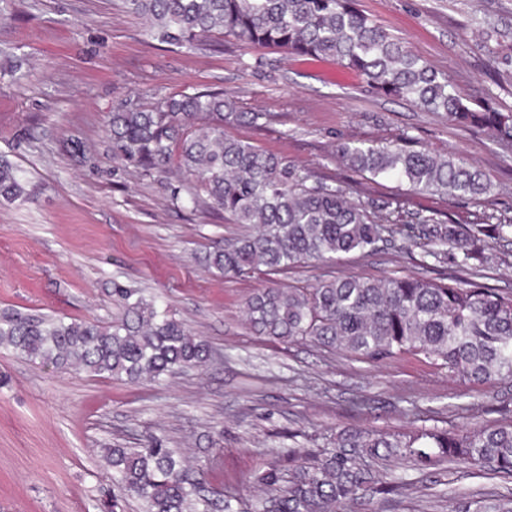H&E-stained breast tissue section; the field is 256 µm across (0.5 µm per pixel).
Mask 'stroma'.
I'll list each match as a JSON object with an SVG mask.
<instances>
[{"instance_id":"obj_1","label":"stroma","mask_w":512,"mask_h":512,"mask_svg":"<svg viewBox=\"0 0 512 512\" xmlns=\"http://www.w3.org/2000/svg\"><path fill=\"white\" fill-rule=\"evenodd\" d=\"M357 8L447 74L455 92L512 112V0H356ZM499 33L486 41L485 24ZM220 91L257 123L231 134L350 188L353 197L439 209L472 223L512 216V146L387 97L331 59L311 61L214 35L190 46L158 42L127 0H0V157L25 172L28 201L0 200V310L107 321L113 283L143 289L211 346L205 366L131 384L60 373L0 349V512H142L112 503L107 448L153 437L180 449L208 488L259 495L253 477L277 452L312 448L337 431L423 424L447 428L512 418V382L477 387L421 359L373 365L311 343L255 334L244 302L271 283L311 286L326 274L394 272L450 278L421 266L398 241L334 267L276 277L224 275L209 252L241 233L193 205L177 165L147 173L113 157L109 120L159 99ZM408 135L437 154L460 153L491 184L483 201L443 204L390 179L369 180L337 155L340 143ZM394 496L347 512H454L458 494L512 488L485 468L416 471L393 463Z\"/></svg>"}]
</instances>
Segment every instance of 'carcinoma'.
<instances>
[{
	"label": "carcinoma",
	"instance_id": "1",
	"mask_svg": "<svg viewBox=\"0 0 512 512\" xmlns=\"http://www.w3.org/2000/svg\"><path fill=\"white\" fill-rule=\"evenodd\" d=\"M129 2L162 42L185 45L219 33L312 60L332 57L381 94L512 144V112L464 101L448 75L422 62L354 0ZM233 107L224 93L204 91L114 112L110 121L113 155L156 171L175 158L194 183L192 200L202 191L228 223L256 225L211 252V265L233 276L285 274L372 253L401 237L421 248L423 259L449 261L466 272L448 283L393 274L334 277L311 288L267 286L245 301L257 334L282 343L309 341L371 364L421 356L476 385L512 379V293L476 280L498 259L485 238L512 228V217L490 213L477 223L444 224L434 212L410 213L398 202L354 200L347 186L228 134L226 122L262 118ZM337 153L363 175L394 179L449 203L479 201L491 192L482 171L461 155L417 149L408 136L346 142ZM0 197L27 198L20 171L6 159H0ZM111 296L119 315L104 323L1 311L0 348L34 364L130 382L158 381L209 360V345L141 290L114 282ZM105 460L118 492L139 498L144 512H236L229 496L203 494L186 456L159 438L144 448H108ZM395 460L420 469L463 461L511 478L512 420L465 430H340L323 448L288 449L286 471L277 460L268 463L256 478L264 494L253 512H345L370 492L397 490L373 468ZM456 512H512V490L463 496Z\"/></svg>",
	"mask_w": 512,
	"mask_h": 512
}]
</instances>
